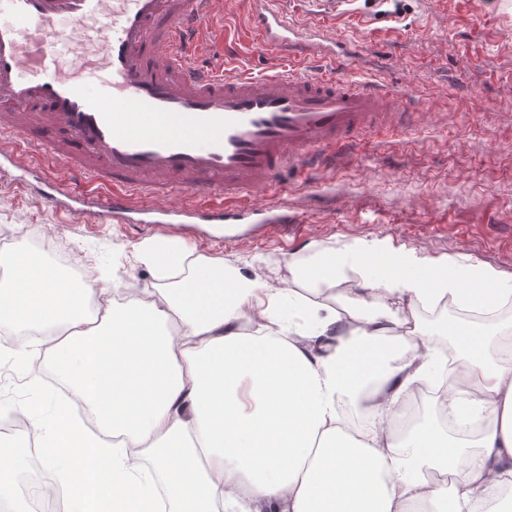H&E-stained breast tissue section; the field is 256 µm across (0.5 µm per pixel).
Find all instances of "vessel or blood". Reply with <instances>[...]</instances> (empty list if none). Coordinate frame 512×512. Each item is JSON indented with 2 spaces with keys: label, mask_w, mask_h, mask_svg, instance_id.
Segmentation results:
<instances>
[{
  "label": "vessel or blood",
  "mask_w": 512,
  "mask_h": 512,
  "mask_svg": "<svg viewBox=\"0 0 512 512\" xmlns=\"http://www.w3.org/2000/svg\"><path fill=\"white\" fill-rule=\"evenodd\" d=\"M219 0H0V165L42 167V203L126 224H230L284 171L397 129L389 84L198 64ZM257 44L287 55L273 0H250ZM94 50L104 76L65 74ZM185 195L182 206L163 196Z\"/></svg>",
  "instance_id": "obj_1"
}]
</instances>
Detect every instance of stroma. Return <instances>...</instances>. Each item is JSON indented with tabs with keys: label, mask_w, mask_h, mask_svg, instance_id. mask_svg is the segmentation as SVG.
<instances>
[{
	"label": "stroma",
	"mask_w": 512,
	"mask_h": 512,
	"mask_svg": "<svg viewBox=\"0 0 512 512\" xmlns=\"http://www.w3.org/2000/svg\"><path fill=\"white\" fill-rule=\"evenodd\" d=\"M251 14L248 0H224L206 28L203 61L228 54L231 71L256 75L281 66L252 41ZM284 17L297 39L317 25L334 44L325 73L403 87L410 109L402 131L362 135L335 167L281 174L254 196L257 205L286 198L297 231L244 218L218 238L197 224L78 217L41 204L34 177L9 172L0 175V240L19 242L37 227L79 260L103 251L142 296L158 282L127 258L163 236L247 271L268 259L277 288L300 286L291 257L380 239L429 260L462 255L512 283V0H345L326 16L316 0H288Z\"/></svg>",
	"instance_id": "1"
}]
</instances>
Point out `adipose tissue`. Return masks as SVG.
<instances>
[{
  "label": "adipose tissue",
  "instance_id": "1",
  "mask_svg": "<svg viewBox=\"0 0 512 512\" xmlns=\"http://www.w3.org/2000/svg\"><path fill=\"white\" fill-rule=\"evenodd\" d=\"M136 257L163 285L121 303L126 286L108 273L73 288L49 254L0 253V326L34 329L30 354L47 357L48 377L82 397L111 440L112 461L92 482L79 432L67 456L39 458L59 486L85 489L81 512L128 502L123 478L146 460L161 480L158 512H512L511 313L449 328L457 384L404 426L412 392L448 375L441 341L404 307L498 306L512 285L492 269L385 239L289 259L316 293L355 274L345 318L178 238ZM44 380L21 386L1 426L19 414L49 441L68 427ZM451 416L477 424L478 456L449 457Z\"/></svg>",
  "mask_w": 512,
  "mask_h": 512
}]
</instances>
